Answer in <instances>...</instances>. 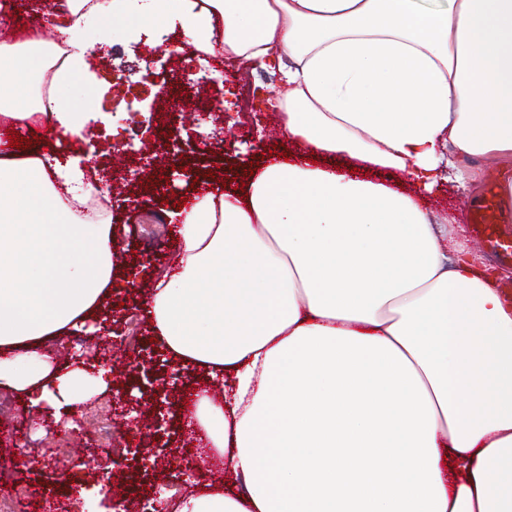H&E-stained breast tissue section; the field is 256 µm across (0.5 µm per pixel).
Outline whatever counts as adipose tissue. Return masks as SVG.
I'll list each match as a JSON object with an SVG mask.
<instances>
[{
	"label": "adipose tissue",
	"instance_id": "1",
	"mask_svg": "<svg viewBox=\"0 0 512 512\" xmlns=\"http://www.w3.org/2000/svg\"><path fill=\"white\" fill-rule=\"evenodd\" d=\"M132 22L180 26L198 50L277 66L297 145L244 190L192 196L182 245L150 293L172 362L224 382L184 414L243 491L203 489L177 512H512V309L503 274L437 230L439 186L477 193L473 158L512 168V0H110ZM88 14L49 23L67 62L48 103L1 45L0 115L81 135L66 89L96 51ZM398 173L400 184L319 165ZM62 187H55V179ZM93 190L51 153L0 140V389L79 401L46 339L83 327L112 285V227L77 220Z\"/></svg>",
	"mask_w": 512,
	"mask_h": 512
}]
</instances>
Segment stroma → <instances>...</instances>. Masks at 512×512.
<instances>
[{"instance_id":"35a3bbf8","label":"stroma","mask_w":512,"mask_h":512,"mask_svg":"<svg viewBox=\"0 0 512 512\" xmlns=\"http://www.w3.org/2000/svg\"><path fill=\"white\" fill-rule=\"evenodd\" d=\"M143 30L135 44L127 41L123 22L91 20L88 35L103 39L111 76L89 81L78 75L67 89L76 111L95 103L102 114L95 134L115 147L106 160L129 182L128 193L113 198L107 218L114 239L116 303L133 286L147 287L151 275L163 271L179 249L173 201L192 193L182 169L198 160L202 144L213 146L216 164L210 173H197L200 182L243 177L261 154L289 149L283 135L271 132L277 124L273 109L256 115L240 112L232 124H216L210 117L214 106L237 103L243 82H250L256 93L275 83V76L215 57L207 64L205 92L197 94L187 80L195 61L160 49L161 43L181 40V33L151 24ZM176 128L181 131L182 158L141 152L142 143H161ZM156 188L164 194L158 204L145 198L147 190ZM149 320V304L143 301L114 324L109 342H102L90 323L81 333V345H73L68 333L50 342L53 358L66 370L108 347V378L113 390L126 391L127 398L119 402L110 392L94 391L58 413L15 398L13 410L0 416V461L11 458L15 443L25 441L29 458L38 464L34 470L18 468L13 482L0 486V497L12 500L15 512H112V500L99 495L96 479L113 457L112 446L96 433L99 410L127 437L130 451L146 465L159 466L161 493L180 491L196 474L205 485L223 479V466L196 470L200 448L178 409L182 393L196 377L191 367L171 363L161 344L152 341Z\"/></svg>"}]
</instances>
